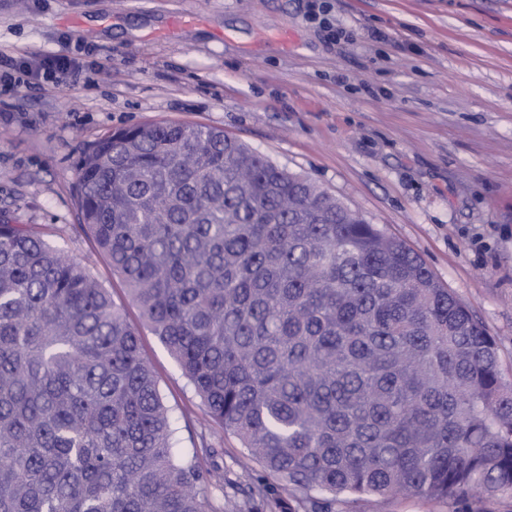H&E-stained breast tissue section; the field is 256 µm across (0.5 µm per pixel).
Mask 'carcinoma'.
Instances as JSON below:
<instances>
[{
    "mask_svg": "<svg viewBox=\"0 0 512 512\" xmlns=\"http://www.w3.org/2000/svg\"><path fill=\"white\" fill-rule=\"evenodd\" d=\"M75 189L79 228L240 442L231 512L512 494L495 341L403 242L201 125L104 136L81 151ZM0 512H224L198 452L175 448L124 307L6 218Z\"/></svg>",
    "mask_w": 512,
    "mask_h": 512,
    "instance_id": "carcinoma-1",
    "label": "carcinoma"
}]
</instances>
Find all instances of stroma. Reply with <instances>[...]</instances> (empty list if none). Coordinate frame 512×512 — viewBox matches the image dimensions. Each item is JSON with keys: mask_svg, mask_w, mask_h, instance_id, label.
<instances>
[{"mask_svg": "<svg viewBox=\"0 0 512 512\" xmlns=\"http://www.w3.org/2000/svg\"><path fill=\"white\" fill-rule=\"evenodd\" d=\"M328 5L329 29L309 20ZM64 54L78 75L19 82ZM143 123L224 130L417 253L494 337L512 383V0H0V214L125 307L182 451L233 494L239 441L78 228L80 149ZM336 512H512V495Z\"/></svg>", "mask_w": 512, "mask_h": 512, "instance_id": "1", "label": "stroma"}]
</instances>
